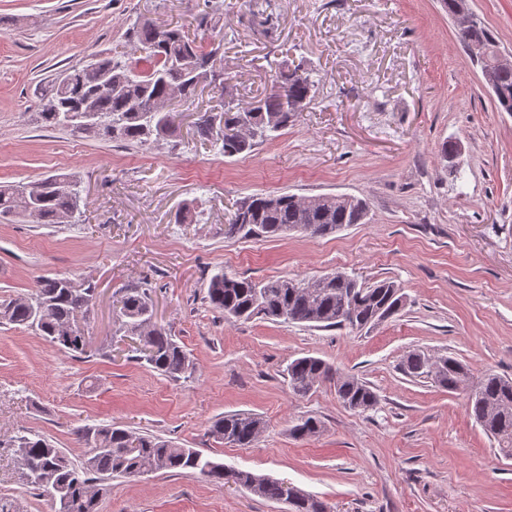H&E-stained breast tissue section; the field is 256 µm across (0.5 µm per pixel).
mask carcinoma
I'll use <instances>...</instances> for the list:
<instances>
[{
	"mask_svg": "<svg viewBox=\"0 0 512 512\" xmlns=\"http://www.w3.org/2000/svg\"><path fill=\"white\" fill-rule=\"evenodd\" d=\"M466 46L485 49L478 56L482 73L493 93L497 111L512 113V62H501L494 34L475 18L458 32ZM130 42L141 54L140 68L100 57L97 69L72 67L45 91L38 121L62 125L59 112L76 104H89L94 118L78 132L104 141L141 146L171 135L179 128L181 113L163 108L174 88L182 90V101L197 95L201 85L216 84L224 91L218 113L204 112L195 123L201 140L220 147L226 157L246 156L272 134L288 128L311 103L315 88L312 71L296 66L277 76L279 87L249 101L227 92L224 74L217 72L215 52L191 36L182 25L155 26L143 23L132 28ZM79 180L74 174H52L27 185L0 184V218H29L36 224H77L82 217ZM366 200L354 196L317 195L302 197L286 192L254 193L240 200L224 225V237H280L300 232L312 237L333 234L351 224H365ZM95 284L67 275L43 277L31 292L0 302V324L31 328L54 344L83 354L86 339L79 322L88 314ZM402 288L391 279L371 285L343 271L328 282L293 285L280 276L252 280L222 271L208 282L210 305L227 319L253 317L273 322L284 320L320 328L344 327L352 331L383 322L398 314L403 305ZM119 331L135 336L131 358L146 363L172 380L188 378L193 362L171 333L154 320L153 304L139 286L125 289L117 300ZM403 372L413 379H427L435 386L455 392L468 391L467 409L483 431L499 444L504 457L512 458V379L486 373L473 380L468 367L453 357L432 358L421 351L408 353ZM288 384L297 395L336 380V396L352 411L374 409L378 396L362 380L335 375L324 360L305 356L287 369ZM264 428L263 419L252 413H229L209 427L212 436L226 444L247 448ZM322 422L314 416L297 420L290 434L304 440L317 436ZM89 448L77 465L45 436L32 433L6 444L15 449L26 483L41 489L58 503L57 512H98L100 483L114 477H136L144 472L192 470L214 482L224 481V464L153 434L112 425L76 431ZM235 484L251 494L274 502L283 501L286 486L280 482L236 471ZM294 512H329L325 502L300 493Z\"/></svg>",
	"mask_w": 512,
	"mask_h": 512,
	"instance_id": "carcinoma-1",
	"label": "carcinoma"
}]
</instances>
